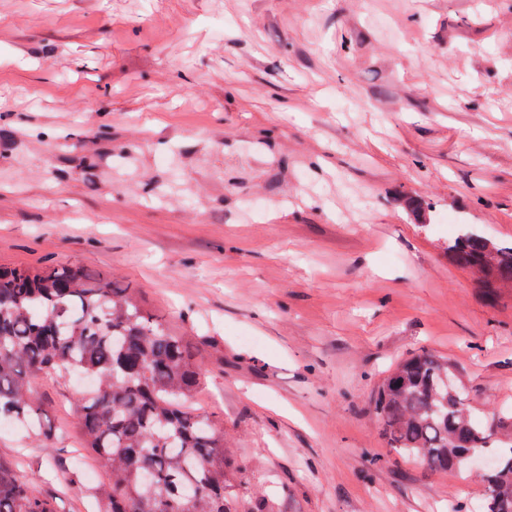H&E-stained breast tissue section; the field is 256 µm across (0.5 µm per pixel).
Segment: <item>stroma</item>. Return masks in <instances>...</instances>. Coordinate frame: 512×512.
<instances>
[{
  "instance_id": "stroma-1",
  "label": "stroma",
  "mask_w": 512,
  "mask_h": 512,
  "mask_svg": "<svg viewBox=\"0 0 512 512\" xmlns=\"http://www.w3.org/2000/svg\"><path fill=\"white\" fill-rule=\"evenodd\" d=\"M400 194L512 240V0H0V267L83 266L198 348L192 405L276 512L483 497L371 413L420 348L512 409V289ZM32 387L58 437L0 426V460L94 512L77 382Z\"/></svg>"
}]
</instances>
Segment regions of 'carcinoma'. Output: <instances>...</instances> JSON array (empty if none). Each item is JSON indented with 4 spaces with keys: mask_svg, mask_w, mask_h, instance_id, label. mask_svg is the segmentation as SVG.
<instances>
[{
    "mask_svg": "<svg viewBox=\"0 0 512 512\" xmlns=\"http://www.w3.org/2000/svg\"><path fill=\"white\" fill-rule=\"evenodd\" d=\"M419 224L430 202L404 200ZM493 294L512 285V244L464 228L446 246ZM92 377L77 400L85 445L109 467L92 489L98 512H240L224 427L187 405L202 367L182 338L142 311L125 288L75 265L0 270V421L41 428L37 374ZM371 409L387 447L436 472L484 470V512H512V416L489 420L467 402L448 359L425 348L388 370ZM0 512H57L35 477L0 461Z\"/></svg>",
    "mask_w": 512,
    "mask_h": 512,
    "instance_id": "1",
    "label": "carcinoma"
}]
</instances>
